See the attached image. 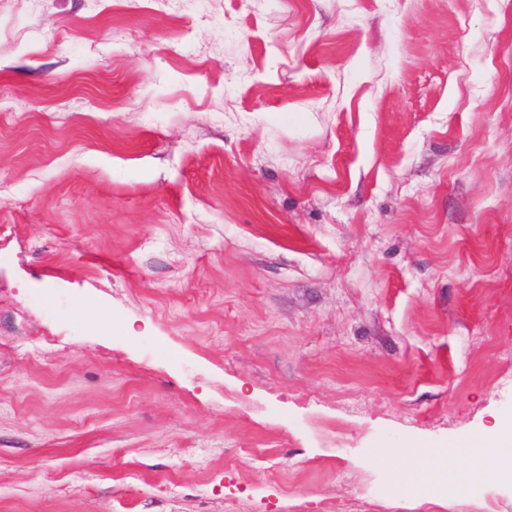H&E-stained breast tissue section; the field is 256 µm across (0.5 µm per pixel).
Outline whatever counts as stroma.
<instances>
[{
	"label": "stroma",
	"mask_w": 512,
	"mask_h": 512,
	"mask_svg": "<svg viewBox=\"0 0 512 512\" xmlns=\"http://www.w3.org/2000/svg\"><path fill=\"white\" fill-rule=\"evenodd\" d=\"M511 368L512 0H0V512H512Z\"/></svg>",
	"instance_id": "35a3bbf8"
}]
</instances>
